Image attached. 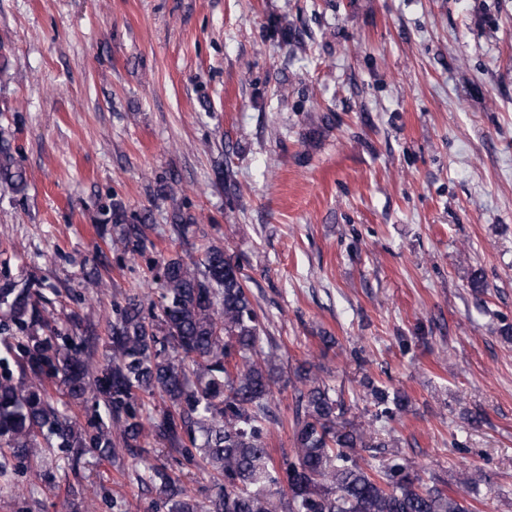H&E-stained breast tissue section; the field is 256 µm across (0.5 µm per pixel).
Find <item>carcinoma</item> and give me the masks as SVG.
I'll return each mask as SVG.
<instances>
[{"label": "carcinoma", "instance_id": "obj_1", "mask_svg": "<svg viewBox=\"0 0 512 512\" xmlns=\"http://www.w3.org/2000/svg\"><path fill=\"white\" fill-rule=\"evenodd\" d=\"M0 181L26 187L6 138H0ZM149 210L129 214L112 204V246L133 254L145 248ZM242 264L218 246L185 259L176 254L153 275L157 300L144 312L139 294L113 302L102 361L96 349L51 328L52 315L32 293L10 284L0 305L16 327L3 338L18 374H0V455L31 457L39 438L79 448L100 459L122 452L143 464L139 479L155 488L165 512H474L481 483L464 471L448 493L425 483L397 455L376 466L360 451L373 430L344 418L343 394L313 363L295 372L297 408L293 454L275 462L265 424L279 381L277 348L251 299ZM60 383L68 407L51 403L48 386ZM359 398L393 421L409 406L405 392L383 382L361 383ZM104 408L82 425L72 407ZM169 448L206 470L217 492L201 503L183 474L150 460Z\"/></svg>", "mask_w": 512, "mask_h": 512}]
</instances>
